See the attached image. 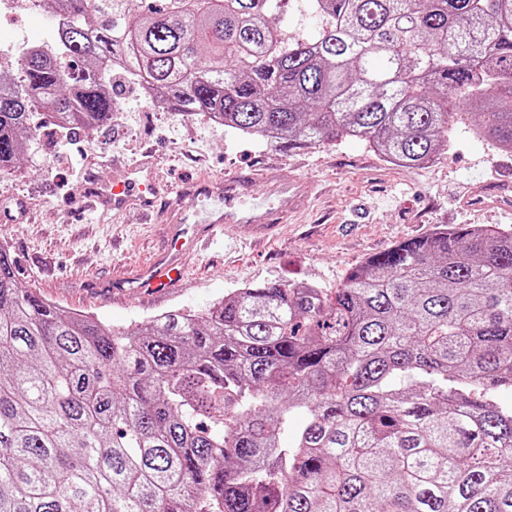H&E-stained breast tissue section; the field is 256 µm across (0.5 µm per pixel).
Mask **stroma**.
<instances>
[{
    "mask_svg": "<svg viewBox=\"0 0 512 512\" xmlns=\"http://www.w3.org/2000/svg\"><path fill=\"white\" fill-rule=\"evenodd\" d=\"M50 28L43 10L0 23L16 57L50 40ZM118 94L111 124L91 134L43 128L14 168L0 170V211L13 217L0 223V239L19 283L104 323H143L171 308L201 312L238 288L274 280L333 290L350 267L438 226L512 227V215L500 208L464 204L473 191L512 181V153L473 134L469 123L455 125L447 151L432 162L404 169L359 140L265 144L206 117L187 119L168 105L145 104L133 81ZM147 161L173 188L200 175L220 180L270 169L284 182L311 181L314 193L309 209L266 243L254 244L243 225H225L223 241L189 256L181 287L160 297L118 296L113 268L132 272L148 263L162 253L166 232L139 223L132 212L115 223L84 213L83 189L124 179Z\"/></svg>",
    "mask_w": 512,
    "mask_h": 512,
    "instance_id": "35a3bbf8",
    "label": "stroma"
}]
</instances>
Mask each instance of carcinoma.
<instances>
[{"mask_svg": "<svg viewBox=\"0 0 512 512\" xmlns=\"http://www.w3.org/2000/svg\"><path fill=\"white\" fill-rule=\"evenodd\" d=\"M42 0L53 47L0 81V168L30 116L112 122V71L259 139L403 168L458 118L512 151V0ZM512 228L398 242L340 287L274 281L114 327L18 282L0 244V512H512ZM301 428L284 444L294 413ZM317 18L306 11H300L297 3H292L287 13L283 16L280 26L286 31H293L301 26L302 33L311 32L317 25Z\"/></svg>", "mask_w": 512, "mask_h": 512, "instance_id": "cac0c4a2", "label": "carcinoma"}]
</instances>
